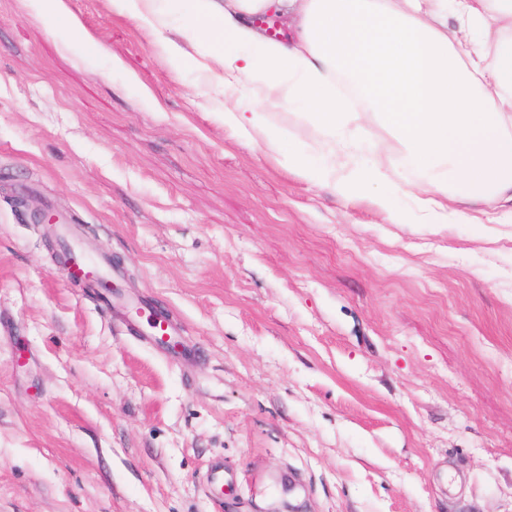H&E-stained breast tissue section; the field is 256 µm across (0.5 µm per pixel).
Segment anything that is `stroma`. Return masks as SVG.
Masks as SVG:
<instances>
[{"mask_svg": "<svg viewBox=\"0 0 512 512\" xmlns=\"http://www.w3.org/2000/svg\"><path fill=\"white\" fill-rule=\"evenodd\" d=\"M65 2L75 38L0 0V512H258L284 475L302 512H512V223L344 202L112 0ZM160 3L193 52V0ZM42 207L124 301L71 283Z\"/></svg>", "mask_w": 512, "mask_h": 512, "instance_id": "obj_1", "label": "stroma"}]
</instances>
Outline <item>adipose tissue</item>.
<instances>
[{"label": "adipose tissue", "mask_w": 512, "mask_h": 512, "mask_svg": "<svg viewBox=\"0 0 512 512\" xmlns=\"http://www.w3.org/2000/svg\"><path fill=\"white\" fill-rule=\"evenodd\" d=\"M159 33L167 57L182 48L162 36L155 0H113ZM274 10L293 34L263 38L253 15ZM202 59L219 65L260 110H225L224 125L286 156L312 184H333L403 224H471V203L496 201L512 219V0H196ZM302 100L311 142H301L273 111ZM386 132L363 139L365 124ZM348 130L373 155L354 178L351 152L336 144ZM411 203L394 210L397 196Z\"/></svg>", "instance_id": "adipose-tissue-1"}]
</instances>
